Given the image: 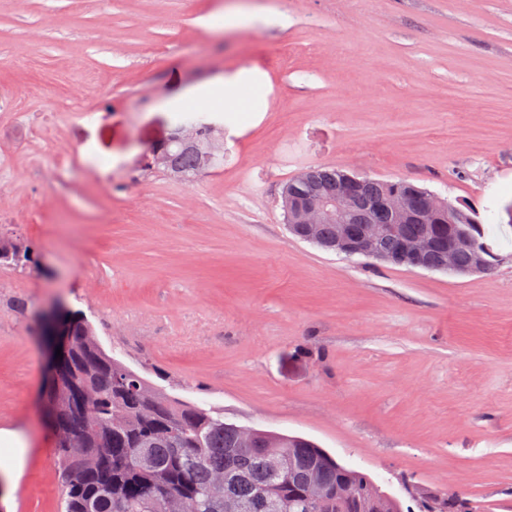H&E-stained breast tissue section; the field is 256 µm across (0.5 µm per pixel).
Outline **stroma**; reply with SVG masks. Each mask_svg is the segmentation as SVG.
Returning a JSON list of instances; mask_svg holds the SVG:
<instances>
[{"label": "stroma", "instance_id": "obj_1", "mask_svg": "<svg viewBox=\"0 0 512 512\" xmlns=\"http://www.w3.org/2000/svg\"><path fill=\"white\" fill-rule=\"evenodd\" d=\"M187 108L224 131L190 181L145 166ZM317 165L467 203L495 274L295 238L281 190ZM0 234L33 248L0 264V428L28 443L18 473L0 447V512L60 510L53 306L170 395L313 439L404 505L512 512V0H0ZM437 505L435 511L422 510L423 512H473V506L469 500L459 495L442 493L440 495L429 496Z\"/></svg>", "mask_w": 512, "mask_h": 512}]
</instances>
